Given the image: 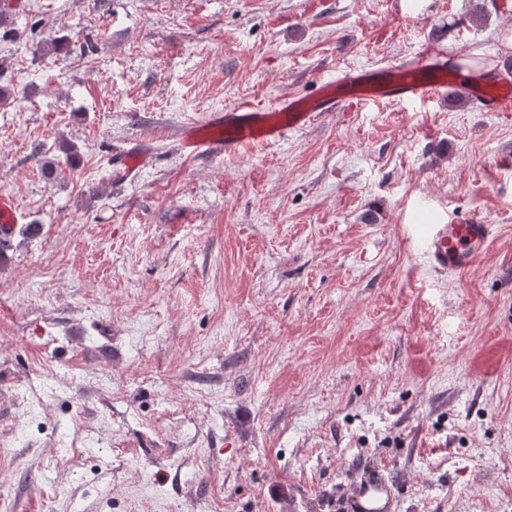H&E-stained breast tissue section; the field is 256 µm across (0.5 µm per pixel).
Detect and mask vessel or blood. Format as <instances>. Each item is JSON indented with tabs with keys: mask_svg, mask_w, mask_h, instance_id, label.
Wrapping results in <instances>:
<instances>
[{
	"mask_svg": "<svg viewBox=\"0 0 512 512\" xmlns=\"http://www.w3.org/2000/svg\"><path fill=\"white\" fill-rule=\"evenodd\" d=\"M445 55L431 42H423L409 61L369 68L346 65L337 68L316 92L289 93L270 104L241 101L224 110L209 113L210 135L198 134L196 125H185L178 139L180 151L190 157L230 155L247 147L274 143L288 134L310 127L320 118L339 112H355L367 105L396 103L422 105L444 96L473 103L483 112H512V66L502 65L487 75L481 89H473L466 76L448 81ZM150 159V150L132 140L122 155L112 161V177L131 181ZM21 218L13 195L0 193V238H9ZM494 227L473 210L445 211L432 225L420 246L427 267L434 272L467 274L489 249Z\"/></svg>",
	"mask_w": 512,
	"mask_h": 512,
	"instance_id": "vessel-or-blood-1",
	"label": "vessel or blood"
}]
</instances>
